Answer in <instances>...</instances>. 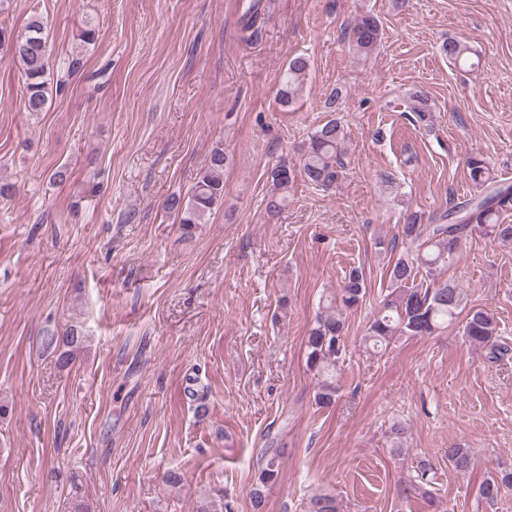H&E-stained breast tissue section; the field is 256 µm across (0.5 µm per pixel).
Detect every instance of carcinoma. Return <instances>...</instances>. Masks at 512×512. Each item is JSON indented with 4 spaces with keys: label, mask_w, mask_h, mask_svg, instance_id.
<instances>
[{
    "label": "carcinoma",
    "mask_w": 512,
    "mask_h": 512,
    "mask_svg": "<svg viewBox=\"0 0 512 512\" xmlns=\"http://www.w3.org/2000/svg\"><path fill=\"white\" fill-rule=\"evenodd\" d=\"M383 29L378 17L371 13L359 15L344 29V40L360 59H368L379 47ZM0 48L7 60L19 65L25 81V109L41 112L45 109L54 82L51 73V51L43 18L29 16L24 32L14 35L0 26ZM448 58L458 62L467 60L468 47L457 40H448L441 46ZM310 70V60L304 55L292 56L286 65L278 92L283 107L295 103ZM411 110L425 120L430 105L421 90L409 97ZM347 133L338 118H331L317 127L309 136L300 166L292 169L276 165L269 171L270 192L265 197V213L272 219L288 206L294 183L302 180L316 190L329 192L336 188L344 169V151ZM469 178L482 189L481 196L460 206H451L424 222L423 213H409L404 223L397 225V236L422 248L418 262L397 258L388 267L390 290L380 302L379 310L365 329L361 340L373 349H387L402 337L436 336L456 322H461L462 336L470 345L486 349L490 361H498L508 354V347L496 340L497 322L483 308L467 307V294L454 281L439 280L442 267L456 255L468 236L476 233L503 242H512V224L501 222L503 212L512 209V185H504L491 177L486 161L470 156L466 161ZM229 158L222 150H215L201 172L194 188L186 197L171 195L162 209L176 217L182 235H193L197 225L224 201V169ZM424 272L425 283L415 284L419 272ZM366 295L363 271L353 268L344 278L336 293L319 307L314 323L308 330L306 366L316 380L314 400L319 407H330L339 390L337 364L345 352L347 332L343 312L361 305ZM84 343L82 331L71 325L63 332L48 336L47 346L57 353L58 365L66 368L74 353ZM281 451L278 448L261 450L260 466L249 491L252 512H265L271 489L280 476ZM448 465L457 473L466 474L473 466V455L468 448L448 449ZM435 472L430 460L417 458L406 478L398 485V495L409 501L422 496L434 501ZM512 488V471H500L485 478L479 486V497L491 502L502 491ZM305 512H342V504L329 492L314 494L305 506Z\"/></svg>",
    "instance_id": "obj_1"
}]
</instances>
